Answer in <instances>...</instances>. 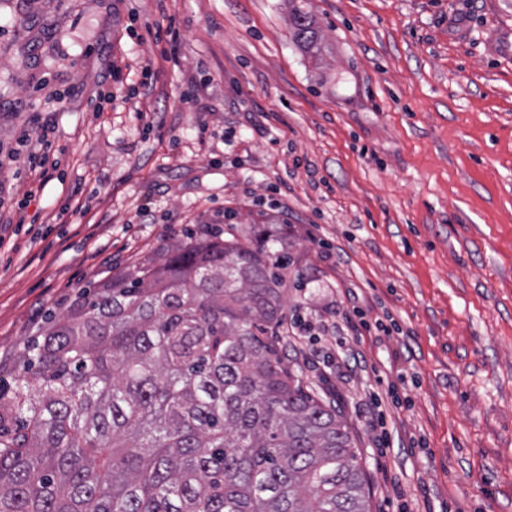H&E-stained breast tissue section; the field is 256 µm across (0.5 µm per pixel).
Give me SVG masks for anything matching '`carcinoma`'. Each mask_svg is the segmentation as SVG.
Masks as SVG:
<instances>
[{"instance_id": "obj_1", "label": "carcinoma", "mask_w": 512, "mask_h": 512, "mask_svg": "<svg viewBox=\"0 0 512 512\" xmlns=\"http://www.w3.org/2000/svg\"><path fill=\"white\" fill-rule=\"evenodd\" d=\"M293 263L229 224L50 317L0 392V512H370L341 410L280 352Z\"/></svg>"}]
</instances>
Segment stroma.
<instances>
[{
    "label": "stroma",
    "mask_w": 512,
    "mask_h": 512,
    "mask_svg": "<svg viewBox=\"0 0 512 512\" xmlns=\"http://www.w3.org/2000/svg\"><path fill=\"white\" fill-rule=\"evenodd\" d=\"M29 117L57 169H0L34 194L0 244V382L84 289L226 211L284 221L286 319L336 333L282 345L343 411L372 512H512V0H0V145ZM358 307L398 332L358 333ZM400 374L406 400L374 406ZM289 21L294 41L303 45H311L316 41L317 29L310 10L293 8Z\"/></svg>",
    "instance_id": "1"
}]
</instances>
